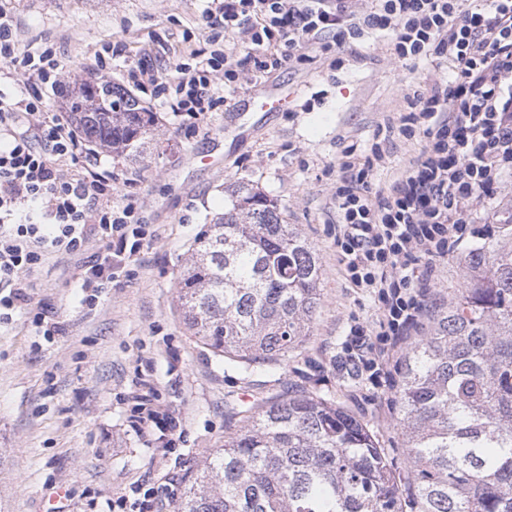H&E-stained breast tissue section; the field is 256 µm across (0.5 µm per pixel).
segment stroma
Segmentation results:
<instances>
[{
	"label": "stroma",
	"mask_w": 512,
	"mask_h": 512,
	"mask_svg": "<svg viewBox=\"0 0 512 512\" xmlns=\"http://www.w3.org/2000/svg\"><path fill=\"white\" fill-rule=\"evenodd\" d=\"M207 8V0H0L20 48L52 47L71 85L105 79L126 87L138 65L170 73L219 48L224 30ZM388 43H359L336 68L294 63L248 91L222 89L199 128L163 97L140 93L154 114L157 151L136 160L106 154L102 164L117 176L114 204L132 198L156 239L91 306L73 276L76 257L57 254L22 274L29 303L0 325V512H131L133 487L182 492L190 467L223 445L242 410L292 389L334 397L406 467L394 387L375 386L347 362L351 326L370 325L378 301L353 287L337 261L332 197L348 147L361 155L381 144L386 163L374 182L384 186L423 145L422 135L401 133L400 118L407 95L424 89L429 65L393 63ZM108 44L117 54L105 53ZM279 92L289 95L286 110L256 112V98ZM233 181L277 200L323 269L308 340L246 370L190 336L175 288L195 237L228 205L224 187ZM38 312L58 323V335H36ZM151 413L180 421L167 455L138 430Z\"/></svg>",
	"instance_id": "1"
}]
</instances>
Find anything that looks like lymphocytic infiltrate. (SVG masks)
Instances as JSON below:
<instances>
[{
	"label": "lymphocytic infiltrate",
	"mask_w": 512,
	"mask_h": 512,
	"mask_svg": "<svg viewBox=\"0 0 512 512\" xmlns=\"http://www.w3.org/2000/svg\"><path fill=\"white\" fill-rule=\"evenodd\" d=\"M238 50H213L177 66L166 81L144 67L130 71L138 88L155 86L176 115L203 120L225 84L241 89L309 49L344 52L354 43L389 38L394 62H448L452 74L430 70L414 93L407 134L425 143L390 191L374 188L385 155L379 145L346 160L332 194L335 242L350 283L373 293L378 315L351 334L372 376L418 332L429 310L436 264L454 254L469 225L490 221L493 202L512 182V0H210ZM14 19L0 11V61L21 63L25 81L61 86L52 49L18 52ZM73 166L65 175L64 166ZM80 130L44 114L42 101L0 88V324L28 303L19 277L48 255H81L90 241L100 253L77 274L85 302L111 287L127 252L150 237L137 208L112 203V173L101 170Z\"/></svg>",
	"instance_id": "lymphocytic-infiltrate-1"
}]
</instances>
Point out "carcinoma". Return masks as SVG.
Returning <instances> with one entry per match:
<instances>
[{
	"label": "carcinoma",
	"mask_w": 512,
	"mask_h": 512,
	"mask_svg": "<svg viewBox=\"0 0 512 512\" xmlns=\"http://www.w3.org/2000/svg\"><path fill=\"white\" fill-rule=\"evenodd\" d=\"M86 140L135 160L157 148L153 113L109 81L67 101ZM176 280L188 332L245 366L304 343L319 257L274 199L237 182ZM462 252L461 291L435 302L402 352L393 403L410 469L329 396L291 391L242 415L195 465L177 512H512V217ZM409 495L403 496V480Z\"/></svg>",
	"instance_id": "cac0c4a2"
}]
</instances>
